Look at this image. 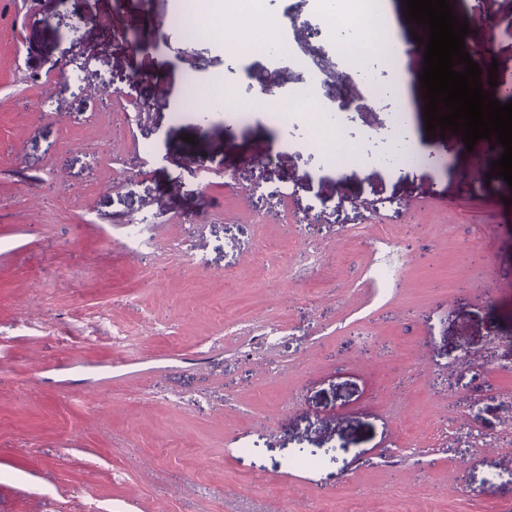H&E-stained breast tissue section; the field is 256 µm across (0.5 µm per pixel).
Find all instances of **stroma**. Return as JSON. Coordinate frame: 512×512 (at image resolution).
Here are the masks:
<instances>
[{
	"label": "stroma",
	"mask_w": 512,
	"mask_h": 512,
	"mask_svg": "<svg viewBox=\"0 0 512 512\" xmlns=\"http://www.w3.org/2000/svg\"><path fill=\"white\" fill-rule=\"evenodd\" d=\"M449 2L470 45H512V0ZM182 4L0 0V512H512L500 150L475 171L481 145L427 133L423 53L405 101L380 58L309 41L317 0H266L295 62L185 40ZM312 54L355 96L322 99L351 170L302 120L184 105L307 87ZM405 103L435 156L413 174ZM283 243L291 282L261 260Z\"/></svg>",
	"instance_id": "1"
}]
</instances>
